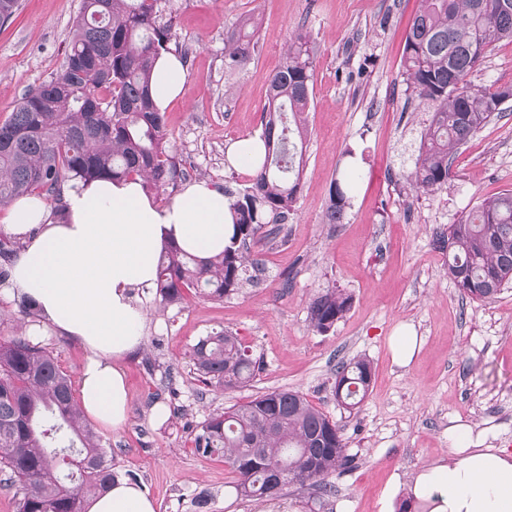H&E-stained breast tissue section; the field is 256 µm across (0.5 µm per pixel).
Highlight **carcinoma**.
Returning a JSON list of instances; mask_svg holds the SVG:
<instances>
[{"instance_id":"1","label":"carcinoma","mask_w":512,"mask_h":512,"mask_svg":"<svg viewBox=\"0 0 512 512\" xmlns=\"http://www.w3.org/2000/svg\"><path fill=\"white\" fill-rule=\"evenodd\" d=\"M157 0H82L71 48L60 70L21 98L0 123V203L23 195L59 201L72 181L129 178L145 187L176 190L188 173L169 145L166 113L150 92V74L168 50L172 24L156 20ZM420 0L404 43L408 88L436 108L411 173L413 187L430 193L448 183L451 155L512 101V85L474 91L467 76L496 44L512 42V0ZM260 21L244 17L224 35V71L255 54ZM313 62L309 38L298 34L269 77L262 135L264 162L249 183L224 185L233 224L224 252L199 259L175 247L158 260L156 294L163 305L186 290L221 301L253 282L259 262L248 249L288 222L307 140ZM354 178L333 183L326 223L339 224ZM20 244L0 235V283ZM448 253V277L475 300L494 298L512 283V192L482 201L438 241ZM351 297L327 288L309 305L313 328L326 332ZM188 357L202 384L221 391L249 385L260 368L231 331L200 338ZM372 381L366 359L340 362L338 404L359 406ZM197 452L224 460L240 497H269L288 484L328 479L351 467L337 422L292 390H275L208 415L194 438ZM0 472L13 490L16 512H85L116 473L100 436L84 420L70 376L53 352L17 335L0 343Z\"/></svg>"}]
</instances>
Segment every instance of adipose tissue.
<instances>
[{"mask_svg":"<svg viewBox=\"0 0 512 512\" xmlns=\"http://www.w3.org/2000/svg\"><path fill=\"white\" fill-rule=\"evenodd\" d=\"M185 81L181 60L161 53L151 75L155 107L166 110ZM64 201L65 216L55 220L40 197L14 200L10 222L0 228L21 243L8 289L35 299L54 329L88 350L78 400L86 416L116 428L128 399L120 361L143 342L140 294L154 285L157 256L170 245L201 258L223 252L232 233L229 202L222 187L200 180L162 206L138 176L76 183ZM449 435L448 458L419 469L404 487L408 501L429 512H512V450L488 446L466 424ZM88 512L157 509L137 483L120 478Z\"/></svg>","mask_w":512,"mask_h":512,"instance_id":"1","label":"adipose tissue"}]
</instances>
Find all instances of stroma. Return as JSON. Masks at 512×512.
Returning a JSON list of instances; mask_svg holds the SVG:
<instances>
[{"label": "stroma", "mask_w": 512, "mask_h": 512, "mask_svg": "<svg viewBox=\"0 0 512 512\" xmlns=\"http://www.w3.org/2000/svg\"><path fill=\"white\" fill-rule=\"evenodd\" d=\"M81 0H20L0 26V122L24 93L55 73L71 47ZM418 0H160L174 54H186L181 98L166 111L170 144L191 179L246 184L225 162L228 143L260 133L267 79L297 33L314 49L309 134L300 190L282 232L252 244L264 270L238 294L214 301L186 294L159 310L147 304L143 344L124 361L129 416L94 431L118 475L139 482L158 512H380L393 478L408 480L447 456L456 423L512 448V285L494 299L459 292L437 240L483 200L512 191V109L492 119L453 156L438 190L416 192L410 174L433 108L408 90L402 52ZM262 19L258 52L224 70V34L246 14ZM472 89L512 84V43L498 44L467 78ZM358 180L342 223L325 221L330 189ZM352 298L325 333L310 325L309 304L325 288ZM17 298L0 287V341L25 332L77 376L87 352L45 319L19 326ZM413 324L422 347L407 366L392 359L395 333ZM232 331L260 357L249 386L204 387L188 359L214 329ZM370 361L374 377L355 409L338 405L336 366ZM279 389L296 390L342 428L352 467L331 492L291 484L273 498H239L224 461L199 455L193 438L209 413Z\"/></svg>", "instance_id": "1"}]
</instances>
